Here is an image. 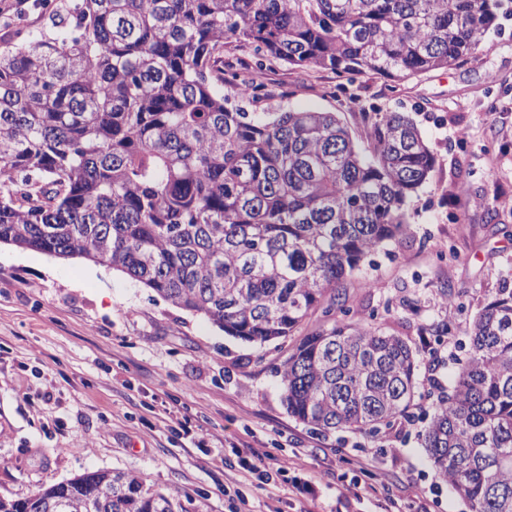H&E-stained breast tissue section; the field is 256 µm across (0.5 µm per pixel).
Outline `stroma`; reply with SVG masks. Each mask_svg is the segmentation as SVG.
I'll return each instance as SVG.
<instances>
[{"instance_id":"35a3bbf8","label":"stroma","mask_w":512,"mask_h":512,"mask_svg":"<svg viewBox=\"0 0 512 512\" xmlns=\"http://www.w3.org/2000/svg\"><path fill=\"white\" fill-rule=\"evenodd\" d=\"M46 25L37 0H0V36ZM259 79L265 96L246 111L333 112L361 145L362 109L400 110L435 156L405 234L337 289L349 321L375 319L416 348L411 419L372 437L320 435L283 403L285 350L224 335L121 271L1 244L0 496L104 470L204 493L209 512H388L391 499L400 512H467L421 434L468 355L466 324L512 286V17L475 60L394 93L371 75L344 87L277 62ZM441 324L449 334L433 335ZM246 451L288 462L289 483L260 486Z\"/></svg>"}]
</instances>
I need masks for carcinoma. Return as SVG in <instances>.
Returning <instances> with one entry per match:
<instances>
[{"label": "carcinoma", "mask_w": 512, "mask_h": 512, "mask_svg": "<svg viewBox=\"0 0 512 512\" xmlns=\"http://www.w3.org/2000/svg\"><path fill=\"white\" fill-rule=\"evenodd\" d=\"M512 0H58L49 31L0 39V244L106 264L228 336L301 337L276 367L288 414L323 435L410 417L408 339L336 310L346 275L404 231L435 158L412 117L247 112L224 48L400 83L475 58ZM343 318H336V313ZM468 357L423 443L469 512H512V289L468 324ZM0 512H208L129 471H89Z\"/></svg>", "instance_id": "1"}]
</instances>
